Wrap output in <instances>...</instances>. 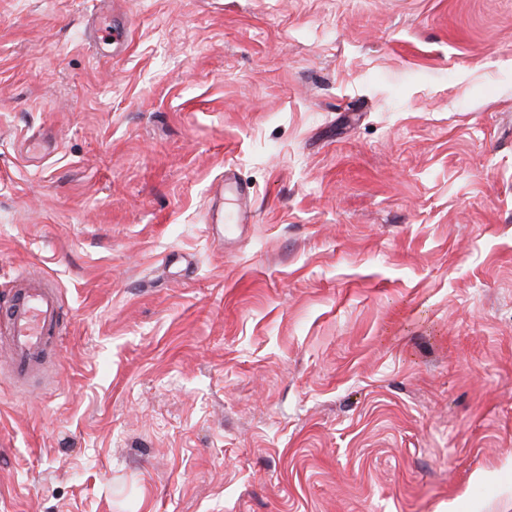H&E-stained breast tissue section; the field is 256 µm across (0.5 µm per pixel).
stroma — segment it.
<instances>
[{
  "label": "stroma",
  "instance_id": "obj_1",
  "mask_svg": "<svg viewBox=\"0 0 512 512\" xmlns=\"http://www.w3.org/2000/svg\"><path fill=\"white\" fill-rule=\"evenodd\" d=\"M121 8L0 0V294L73 314L0 512H512V0ZM215 195L219 197V204L208 212V233L221 243L242 237L255 222L253 186L239 177L232 167H225L224 180L217 184Z\"/></svg>",
  "mask_w": 512,
  "mask_h": 512
}]
</instances>
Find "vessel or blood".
Returning <instances> with one entry per match:
<instances>
[{
	"mask_svg": "<svg viewBox=\"0 0 512 512\" xmlns=\"http://www.w3.org/2000/svg\"><path fill=\"white\" fill-rule=\"evenodd\" d=\"M215 195L220 202L207 215L208 233L218 242L242 237L255 221L253 187L228 167ZM66 319L59 291L50 280L27 275L17 279L0 301V326L7 329L0 356L6 359L15 384L41 376L62 338Z\"/></svg>",
	"mask_w": 512,
	"mask_h": 512,
	"instance_id": "b4317fda",
	"label": "vessel or blood"
}]
</instances>
